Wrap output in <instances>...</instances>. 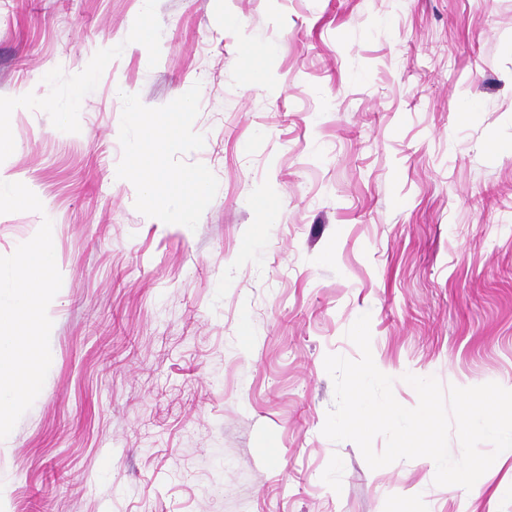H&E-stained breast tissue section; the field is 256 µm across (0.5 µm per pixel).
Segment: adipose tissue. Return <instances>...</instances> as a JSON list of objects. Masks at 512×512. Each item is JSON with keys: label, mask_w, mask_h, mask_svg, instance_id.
I'll return each instance as SVG.
<instances>
[{"label": "adipose tissue", "mask_w": 512, "mask_h": 512, "mask_svg": "<svg viewBox=\"0 0 512 512\" xmlns=\"http://www.w3.org/2000/svg\"><path fill=\"white\" fill-rule=\"evenodd\" d=\"M140 130L126 176L141 190L146 205L169 218L189 211L186 199L170 190V178L157 174L155 160L174 140L152 115L136 114ZM56 256L51 240L41 239L24 247L14 295L9 305H0V439L8 434V419L14 408L39 394L41 375L47 363L42 349L51 331L48 306L55 282Z\"/></svg>", "instance_id": "1"}]
</instances>
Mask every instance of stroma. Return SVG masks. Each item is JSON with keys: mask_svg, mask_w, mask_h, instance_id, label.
<instances>
[{"mask_svg": "<svg viewBox=\"0 0 512 512\" xmlns=\"http://www.w3.org/2000/svg\"><path fill=\"white\" fill-rule=\"evenodd\" d=\"M187 106L163 224L130 118ZM0 113V301L27 244L58 268L0 512H512L507 469L471 502L322 433L364 313L401 405L512 387V0H0Z\"/></svg>", "mask_w": 512, "mask_h": 512, "instance_id": "1", "label": "stroma"}]
</instances>
